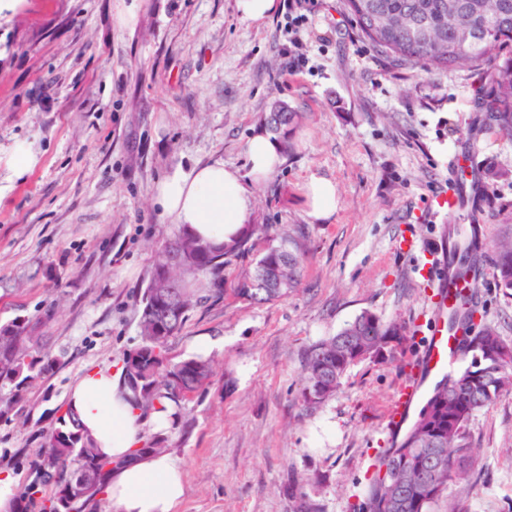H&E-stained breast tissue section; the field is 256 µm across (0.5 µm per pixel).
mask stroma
<instances>
[{"label":"stroma","instance_id":"obj_1","mask_svg":"<svg viewBox=\"0 0 512 512\" xmlns=\"http://www.w3.org/2000/svg\"><path fill=\"white\" fill-rule=\"evenodd\" d=\"M296 45L279 14L244 19L236 0H0V322L51 306L57 364L0 417V461L28 477L50 426L87 371L120 364L140 341L137 295L180 227L154 199L175 170L215 160L246 169V147L277 103L302 113L275 135L283 162L253 185V255L282 233L302 240L298 288L252 303L237 290L250 258L224 269L223 300L194 308L169 343L190 357L223 338L211 387L164 433L181 461V512H291L290 474L321 512H367V470L400 444L387 411L423 348L429 298L411 251L449 240L479 267L476 302L512 343V290L484 243L512 239V140L484 111V70L431 74L397 65L362 37L345 0H310ZM134 24H125L126 12ZM32 142L35 167L5 159ZM469 150L473 178L448 165ZM336 185L333 213L311 215V177ZM464 195L432 210L448 189ZM398 321L412 342L354 365L336 394L303 406L302 357L361 311ZM476 474L450 483L433 512H512V388L470 424Z\"/></svg>","mask_w":512,"mask_h":512}]
</instances>
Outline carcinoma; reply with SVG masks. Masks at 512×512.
<instances>
[{
  "label": "carcinoma",
  "mask_w": 512,
  "mask_h": 512,
  "mask_svg": "<svg viewBox=\"0 0 512 512\" xmlns=\"http://www.w3.org/2000/svg\"><path fill=\"white\" fill-rule=\"evenodd\" d=\"M364 38L379 52L399 64L424 72L457 66H488L490 91L483 98L485 111L501 135L512 138V0H346ZM296 112H271L267 125L278 131L298 123ZM262 231L245 225L242 234L216 246L183 229L159 253L144 288L139 293L137 322L141 343L123 356L122 380L142 407L181 408L208 389L211 362L200 357L176 360L168 343L183 327L191 309L224 298V267L252 251V238ZM188 252V261L171 266L167 258ZM486 249L494 255L493 275L500 287L512 290V240L492 241ZM304 243L283 233L257 260L250 282L238 290L251 302L278 300L300 284ZM169 266L170 291L166 301L153 302L152 279ZM461 278H470L477 293L479 275L473 261L463 256L455 264ZM54 318V308L39 314L16 316L0 323V390L17 406L32 382L53 366L45 347L43 328ZM405 340L404 327L385 322L365 310L336 335L308 348L303 360L300 398L319 406L339 389L355 365L359 346L380 354L394 341ZM463 358L483 346L506 350L500 361L480 370L467 368L450 374L453 386L438 380L426 402L396 448L377 457L368 486L369 512L388 501V512H432L433 505L454 480L467 481L474 466L469 424L490 406L499 392L512 386V344L489 325L465 338ZM22 495L15 497L12 512H98L105 503V488L112 474V460L100 455L92 439L69 411L62 412L41 433V451L30 460ZM86 479V496L72 497L70 488ZM439 491L431 493L428 484ZM291 512H320L306 497L300 482L287 484Z\"/></svg>",
  "instance_id": "obj_1"
}]
</instances>
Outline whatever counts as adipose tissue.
Wrapping results in <instances>:
<instances>
[{
	"label": "adipose tissue",
	"instance_id": "adipose-tissue-1",
	"mask_svg": "<svg viewBox=\"0 0 512 512\" xmlns=\"http://www.w3.org/2000/svg\"><path fill=\"white\" fill-rule=\"evenodd\" d=\"M253 181L270 176L280 162V147L264 132L247 145ZM155 200L177 224L216 245L235 236L249 221L251 191L238 169L215 161L190 172L174 171L160 180ZM66 406L102 455L118 461L106 497L117 512H179L186 494L180 460L171 453L133 458L144 428L167 430L173 409L143 416L122 384L121 372L109 367L86 372L73 385Z\"/></svg>",
	"mask_w": 512,
	"mask_h": 512
}]
</instances>
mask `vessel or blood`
I'll list each match as a JSON object with an SVG mask.
<instances>
[{
  "mask_svg": "<svg viewBox=\"0 0 512 512\" xmlns=\"http://www.w3.org/2000/svg\"><path fill=\"white\" fill-rule=\"evenodd\" d=\"M417 272L430 290L433 323L428 329L425 352L408 383L397 394L390 408L386 429L400 433L421 401L427 382L448 373L460 359V343L448 331V300L459 292L462 283L455 280L444 251L420 249Z\"/></svg>",
  "mask_w": 512,
  "mask_h": 512,
  "instance_id": "1",
  "label": "vessel or blood"
}]
</instances>
